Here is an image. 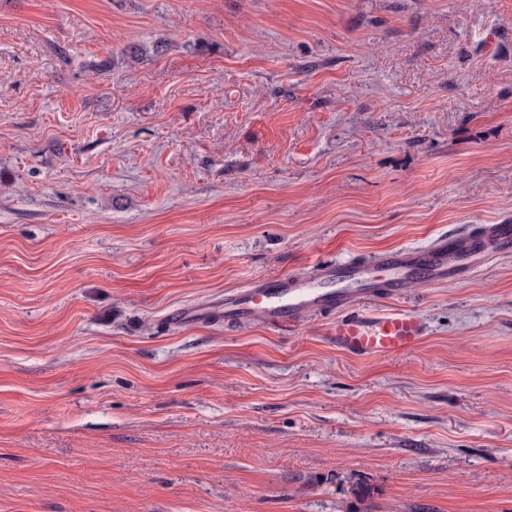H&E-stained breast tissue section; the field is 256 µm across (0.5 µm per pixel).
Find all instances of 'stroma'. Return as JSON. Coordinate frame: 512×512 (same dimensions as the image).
<instances>
[{"label":"stroma","instance_id":"1","mask_svg":"<svg viewBox=\"0 0 512 512\" xmlns=\"http://www.w3.org/2000/svg\"><path fill=\"white\" fill-rule=\"evenodd\" d=\"M508 222L512 0H0V512H512V253L397 358L172 320Z\"/></svg>","mask_w":512,"mask_h":512}]
</instances>
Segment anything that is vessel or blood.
<instances>
[{
	"label": "vessel or blood",
	"mask_w": 512,
	"mask_h": 512,
	"mask_svg": "<svg viewBox=\"0 0 512 512\" xmlns=\"http://www.w3.org/2000/svg\"><path fill=\"white\" fill-rule=\"evenodd\" d=\"M512 251V224H487L455 239H441L418 250H394L369 260L352 258L319 264L315 275H276L225 294L218 306L187 308L180 323L221 319L242 323L263 317L269 324H292L312 311H334L329 330L337 351L354 357H398L416 350L426 325L415 312L397 309L369 313L365 306L379 295H399L413 279L445 283L492 253Z\"/></svg>",
	"instance_id": "vessel-or-blood-1"
}]
</instances>
